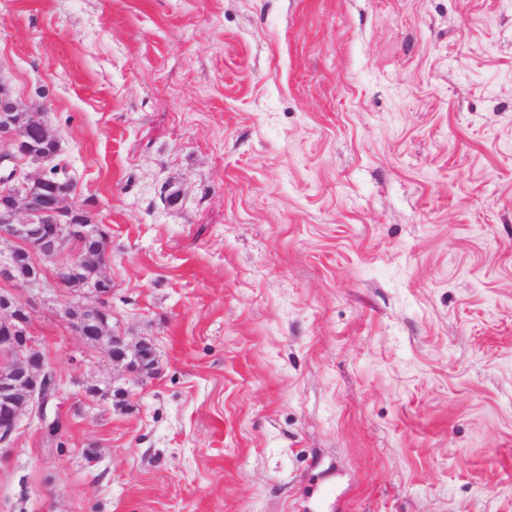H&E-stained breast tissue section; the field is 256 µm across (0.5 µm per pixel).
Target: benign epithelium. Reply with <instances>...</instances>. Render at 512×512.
I'll list each match as a JSON object with an SVG mask.
<instances>
[{"instance_id":"benign-epithelium-1","label":"benign epithelium","mask_w":512,"mask_h":512,"mask_svg":"<svg viewBox=\"0 0 512 512\" xmlns=\"http://www.w3.org/2000/svg\"><path fill=\"white\" fill-rule=\"evenodd\" d=\"M26 131L20 124L18 106L6 89L0 90V166L16 162ZM45 179L32 177L13 167L0 175V185L11 186L13 201L0 212V239L16 243L9 257L0 261V280L9 287L0 291V354L8 361V376L0 384V447L13 445L23 417L36 420L46 439H62L69 428L68 416L57 406L61 389L56 372L41 351L40 340L20 317L23 311L33 315L37 299L47 290H65L70 275L84 268L91 257L79 242V227L58 223L64 201L75 197V187L61 193L43 187ZM25 219L20 220L18 216ZM28 259L34 273L27 280L12 276V259ZM59 258L66 262L47 275L45 263ZM112 289L92 287L78 299L67 297L62 314L71 331L105 357L115 359L113 351L125 348V337L112 341L94 340L95 321L112 313Z\"/></svg>"}]
</instances>
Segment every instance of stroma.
<instances>
[{
  "mask_svg": "<svg viewBox=\"0 0 512 512\" xmlns=\"http://www.w3.org/2000/svg\"><path fill=\"white\" fill-rule=\"evenodd\" d=\"M0 83L159 361L39 303L0 512H512V0H0Z\"/></svg>",
  "mask_w": 512,
  "mask_h": 512,
  "instance_id": "stroma-1",
  "label": "stroma"
}]
</instances>
